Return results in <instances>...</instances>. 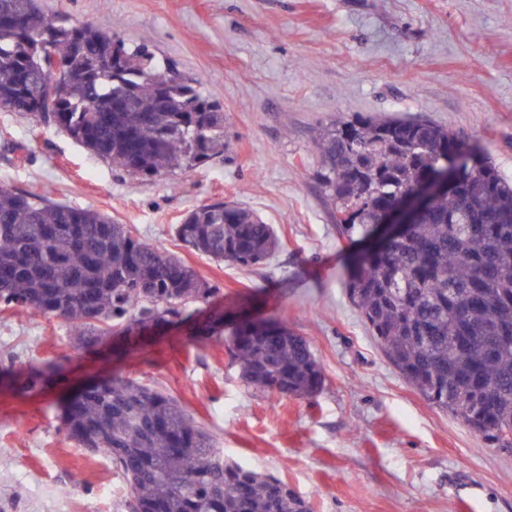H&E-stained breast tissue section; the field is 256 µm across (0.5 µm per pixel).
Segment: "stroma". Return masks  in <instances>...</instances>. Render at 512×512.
<instances>
[{"instance_id":"obj_1","label":"stroma","mask_w":512,"mask_h":512,"mask_svg":"<svg viewBox=\"0 0 512 512\" xmlns=\"http://www.w3.org/2000/svg\"><path fill=\"white\" fill-rule=\"evenodd\" d=\"M48 14L148 46L224 112L222 157L133 179L66 132L0 112V183L48 191L128 225L221 288L232 316L283 315L325 378L308 399L248 385L224 345L182 327L137 354L88 353L70 324L0 312V359L64 358L50 390L0 385V512H129L110 462L71 441L59 409L111 372L165 389L245 467L275 476L313 512H512V454L490 447L409 385L350 301L364 244L334 224L316 179L314 128L337 118H428L512 178V0H39ZM217 198L273 224L282 247L242 268L181 247L173 226Z\"/></svg>"}]
</instances>
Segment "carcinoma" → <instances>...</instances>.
Here are the masks:
<instances>
[{"label": "carcinoma", "mask_w": 512, "mask_h": 512, "mask_svg": "<svg viewBox=\"0 0 512 512\" xmlns=\"http://www.w3.org/2000/svg\"><path fill=\"white\" fill-rule=\"evenodd\" d=\"M139 45L38 0H0V111L53 123L132 178L193 170L224 154V112ZM319 177L336 223L369 236L421 180L449 164L398 240L353 261L351 302L403 377L439 409L512 453V182L434 121L360 116L318 132ZM460 156L462 167L452 163ZM191 252L258 265L282 246L273 225L215 199L175 225ZM221 289L181 258L131 235L108 214L0 185V309L76 324L96 352L140 345V333L182 325L194 343L224 337L245 380L282 397L320 392L324 374L284 316L196 317ZM58 360L0 368L27 395L63 377ZM70 439L106 457L126 482L130 512H311L288 484L224 458L173 397L112 374L66 399Z\"/></svg>", "instance_id": "cac0c4a2"}]
</instances>
